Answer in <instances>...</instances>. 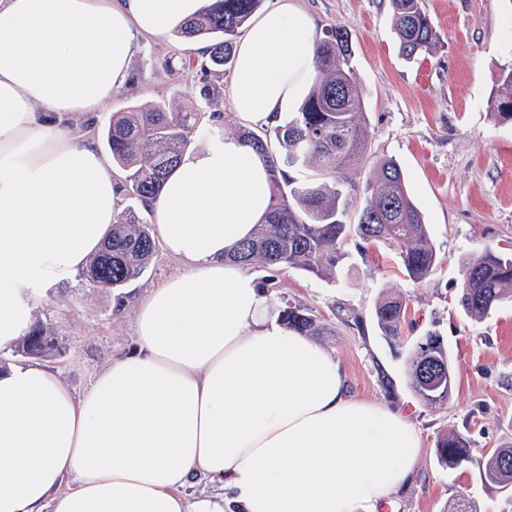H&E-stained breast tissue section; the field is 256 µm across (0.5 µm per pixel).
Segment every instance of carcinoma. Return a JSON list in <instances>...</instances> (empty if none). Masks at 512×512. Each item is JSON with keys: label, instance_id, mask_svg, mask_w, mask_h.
Returning <instances> with one entry per match:
<instances>
[{"label": "carcinoma", "instance_id": "obj_1", "mask_svg": "<svg viewBox=\"0 0 512 512\" xmlns=\"http://www.w3.org/2000/svg\"><path fill=\"white\" fill-rule=\"evenodd\" d=\"M262 0H211L181 26L186 39L210 41L209 63L201 65L200 95L210 100L220 87L210 77H223L234 66V43ZM394 32L401 56L414 62L434 48L437 34L420 0H391ZM315 76L298 111L271 128L247 132L243 138L264 155L270 167V210L252 238L232 258L271 272L263 287L275 288V273L296 268L331 279L345 246L388 245L397 251L404 274L414 283L427 279L438 255L421 209L408 189L401 165L368 152L364 94L351 66L349 33L332 27L315 43ZM492 114L512 119V64L493 76ZM206 118L203 112H173L162 104L131 106L112 116L101 138L112 163L128 172L126 191L146 207L175 168ZM314 168L300 180L288 169ZM111 252L100 247L86 272L88 284L118 290L148 267L155 240L150 224L134 209L119 214L109 236ZM458 305L479 321L512 301V253L485 247L461 263ZM407 310L403 298H385L375 306L382 335L397 342ZM280 319L305 336H322L328 324L311 308L290 302L278 308ZM59 351L57 338L37 324L15 345L24 358H48ZM411 386L424 403L443 405L455 386V369L441 336L429 332L415 345L409 361ZM438 459L454 469L470 459V440L446 431L436 442ZM481 479L494 492L512 490V448L484 455Z\"/></svg>", "mask_w": 512, "mask_h": 512}]
</instances>
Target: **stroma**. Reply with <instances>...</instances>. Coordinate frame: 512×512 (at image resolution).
Returning <instances> with one entry per match:
<instances>
[{"instance_id": "35a3bbf8", "label": "stroma", "mask_w": 512, "mask_h": 512, "mask_svg": "<svg viewBox=\"0 0 512 512\" xmlns=\"http://www.w3.org/2000/svg\"><path fill=\"white\" fill-rule=\"evenodd\" d=\"M313 17L316 34L334 25L351 35L352 66L365 97L370 151L398 160L425 214L439 263L416 284L405 277L394 249H350L335 281L304 271L279 273L275 302L290 301L323 314L332 331L317 342L341 364L352 394L406 410L422 449L414 472L389 512H448L466 494L475 512H512V492H493L480 477V461L512 446V303L471 321L458 306L461 260L477 248L512 250V121L493 117L492 76L512 49V0H422L437 32L431 55L406 62L399 54L389 0H295ZM202 56L196 41L169 34L140 40L130 85L94 117L68 120L77 132H100L113 113L153 102L172 110L215 112L193 138L238 136L249 126L233 109L230 90L217 106L200 95ZM178 265L156 251L147 270L121 292L88 286L84 278L56 288L36 319L57 336L61 353L47 361L82 395L112 359L136 348L134 305ZM385 296L408 302L401 342L381 336L374 308ZM357 315L362 327L347 324ZM441 335L456 372L449 402L430 406L411 388L408 359L428 332ZM455 430L473 448L470 463L439 464L438 434Z\"/></svg>"}]
</instances>
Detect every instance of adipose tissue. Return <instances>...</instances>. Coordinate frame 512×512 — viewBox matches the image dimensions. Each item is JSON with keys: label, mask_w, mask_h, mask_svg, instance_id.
Segmentation results:
<instances>
[{"label": "adipose tissue", "mask_w": 512, "mask_h": 512, "mask_svg": "<svg viewBox=\"0 0 512 512\" xmlns=\"http://www.w3.org/2000/svg\"><path fill=\"white\" fill-rule=\"evenodd\" d=\"M206 2L0 0V354L120 212L111 160L68 119L126 87L138 37ZM314 45L294 0L252 19L231 79L242 121L272 123L301 99ZM269 204V163L248 143L183 155L150 203L183 271L139 301L137 351L79 398L41 362L0 371V512H379L401 489L421 451L414 427L352 395L336 358L224 259ZM200 481L220 493L188 498Z\"/></svg>", "instance_id": "obj_1"}]
</instances>
